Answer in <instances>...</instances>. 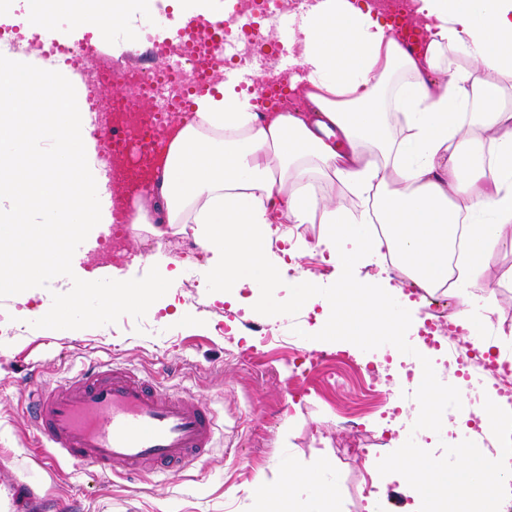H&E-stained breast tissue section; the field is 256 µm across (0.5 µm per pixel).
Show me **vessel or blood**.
I'll use <instances>...</instances> for the list:
<instances>
[{"instance_id":"vessel-or-blood-1","label":"vessel or blood","mask_w":512,"mask_h":512,"mask_svg":"<svg viewBox=\"0 0 512 512\" xmlns=\"http://www.w3.org/2000/svg\"><path fill=\"white\" fill-rule=\"evenodd\" d=\"M33 435L49 464L65 460L111 477L121 464L127 478L148 470L199 461L210 451L213 412L127 366L95 362L62 387L40 390ZM63 503L31 484L10 485L0 512H62Z\"/></svg>"}]
</instances>
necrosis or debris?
<instances>
[{
  "instance_id": "obj_1",
  "label": "necrosis or debris",
  "mask_w": 512,
  "mask_h": 512,
  "mask_svg": "<svg viewBox=\"0 0 512 512\" xmlns=\"http://www.w3.org/2000/svg\"><path fill=\"white\" fill-rule=\"evenodd\" d=\"M308 0H235L232 26L216 39L214 23L200 20L185 37L154 43L152 52L163 57L162 68L147 70L95 54L89 43L53 44L52 53L64 55L74 75L88 90L90 134L108 175L124 186L114 203L118 216L108 247L116 259L127 253L126 224L132 208L127 195L146 184L157 156L165 146L174 116L201 79L217 80L226 66H249L278 58L282 47L275 36L278 19L299 10ZM117 82L123 87L110 99L99 96L101 86ZM421 332L428 348L445 349L449 365L479 368L491 380L500 400L512 405V353L480 354L465 341L463 326L453 309L430 307Z\"/></svg>"
}]
</instances>
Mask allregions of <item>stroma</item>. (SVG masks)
I'll return each mask as SVG.
<instances>
[{"label":"stroma","instance_id":"1","mask_svg":"<svg viewBox=\"0 0 512 512\" xmlns=\"http://www.w3.org/2000/svg\"><path fill=\"white\" fill-rule=\"evenodd\" d=\"M323 230L320 224L298 225L273 247L297 255L286 276L291 287L311 282L326 296L335 292L341 272L316 246ZM104 237L96 232L79 246L73 277H110ZM128 239L125 274L144 276L158 253L176 272L167 294L143 319L125 315L117 323L80 330L31 327L30 311L50 308L53 294L71 289L72 277H56L22 297L0 298V321L14 326L11 334H0V453L12 457L0 471V486L28 482L51 488L74 503L73 512H299L300 500L264 499L257 491L282 485L289 469L315 467L325 484L338 489L339 512H366L371 490L388 479L372 478L362 461L337 448L336 426L353 416L363 429L381 434L387 427L385 396L369 393L367 381L354 368L337 364L336 356L345 351L364 363L372 352L328 345L323 364L291 378L293 350L315 348L308 334L317 323L315 312L232 307L211 282L193 225H178L161 238L132 229ZM468 293L476 304H491L505 324L495 345L512 348V251L494 252L479 286ZM258 324L276 327V335L255 332ZM93 361H114L140 376L160 377L181 397L210 406L217 427L208 456L187 469L146 473L133 484L119 465L108 481L91 467L66 461L54 474L44 472L20 381L35 369L44 386L53 388Z\"/></svg>","mask_w":512,"mask_h":512}]
</instances>
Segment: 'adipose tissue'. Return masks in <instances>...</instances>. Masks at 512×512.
I'll return each mask as SVG.
<instances>
[{
    "label": "adipose tissue",
    "instance_id": "obj_1",
    "mask_svg": "<svg viewBox=\"0 0 512 512\" xmlns=\"http://www.w3.org/2000/svg\"><path fill=\"white\" fill-rule=\"evenodd\" d=\"M127 0H26L32 22L59 13L73 23L111 20L127 49H141ZM425 30L420 48L399 42L390 24L353 0H312L300 14L296 59L303 73L290 88L310 112L258 111L233 90L197 97L191 115L171 123L166 154L148 184L154 211L137 208L133 227L154 236L195 224L205 261L227 294L281 282L271 255L288 225L321 224L318 244L347 272L329 297L313 284L277 302L282 311L322 306L311 336L353 346L386 333L418 329L393 319L392 288L356 276L366 259L391 250L424 290L448 281V252L465 231L468 260L458 271L477 283L490 253L512 223V0H413ZM403 110L407 134L390 131L391 105ZM488 131L490 154L466 135ZM344 188L367 208L346 217L329 202ZM377 222L376 238L362 225ZM307 490L300 512H335L336 498L318 470L289 469L276 496Z\"/></svg>",
    "mask_w": 512,
    "mask_h": 512
}]
</instances>
